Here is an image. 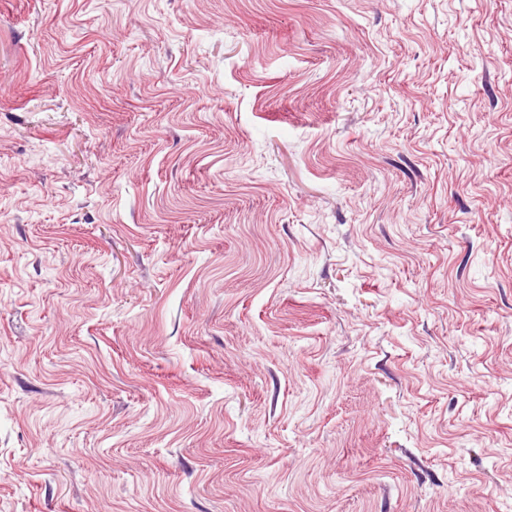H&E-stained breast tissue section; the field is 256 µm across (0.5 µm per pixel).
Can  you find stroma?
<instances>
[{"label": "stroma", "instance_id": "35a3bbf8", "mask_svg": "<svg viewBox=\"0 0 512 512\" xmlns=\"http://www.w3.org/2000/svg\"><path fill=\"white\" fill-rule=\"evenodd\" d=\"M0 512H512V0H0Z\"/></svg>", "mask_w": 512, "mask_h": 512}]
</instances>
